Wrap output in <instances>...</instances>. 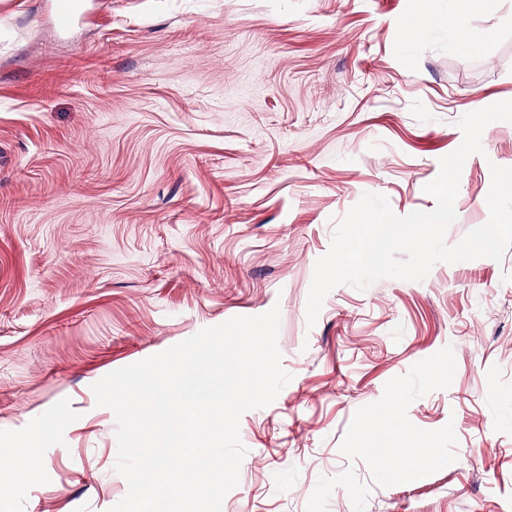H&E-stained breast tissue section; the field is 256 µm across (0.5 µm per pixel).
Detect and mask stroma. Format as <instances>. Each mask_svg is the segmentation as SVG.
I'll return each instance as SVG.
<instances>
[{
	"mask_svg": "<svg viewBox=\"0 0 512 512\" xmlns=\"http://www.w3.org/2000/svg\"><path fill=\"white\" fill-rule=\"evenodd\" d=\"M54 2L0 0V448L42 461L0 469V512H109L127 482L92 384L275 306L292 379L243 414L222 512H306L318 477L349 468L370 482L340 451L354 413L447 345L452 384L408 417L453 424L457 459L373 488L366 512H512V249L339 285L306 322L337 221L367 193L433 209L457 120L512 100V0H84L66 31ZM419 15L490 49L453 26L408 39ZM482 145L451 245L487 221L512 123Z\"/></svg>",
	"mask_w": 512,
	"mask_h": 512,
	"instance_id": "1",
	"label": "stroma"
}]
</instances>
